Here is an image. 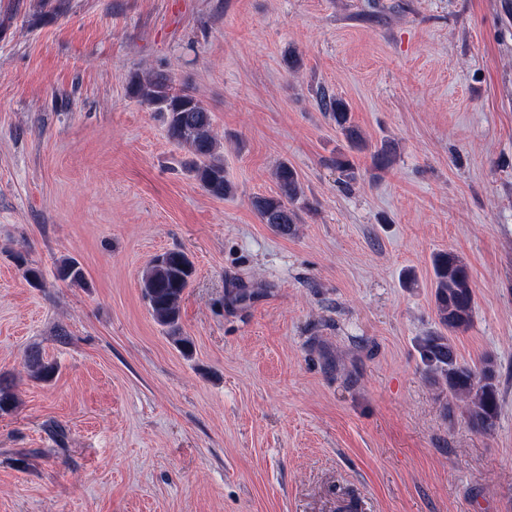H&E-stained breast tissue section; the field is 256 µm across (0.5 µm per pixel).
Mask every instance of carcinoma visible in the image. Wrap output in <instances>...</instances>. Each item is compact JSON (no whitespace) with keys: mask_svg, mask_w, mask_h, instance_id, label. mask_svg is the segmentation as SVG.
Segmentation results:
<instances>
[{"mask_svg":"<svg viewBox=\"0 0 512 512\" xmlns=\"http://www.w3.org/2000/svg\"><path fill=\"white\" fill-rule=\"evenodd\" d=\"M130 93L140 103L160 114L170 140L187 150L193 157L190 172L209 195L225 199L234 194L235 187L227 178L224 162L219 156V141L212 127L208 109L185 88L176 87L173 77L165 72H149L136 76L130 84ZM316 102L335 125L347 147L357 149L362 144L360 131L351 124L348 103L320 89ZM373 168L384 170L395 161L394 147L383 140L371 154ZM343 182L356 180L357 172L349 156L336 150L332 159ZM278 187L275 196H258L252 205L264 224L278 234L288 237L297 233L301 212L309 203L303 183L296 169L286 161L274 169ZM23 279L32 284L41 283V273L26 264L22 255L16 256ZM434 276L435 312L440 329L421 338L419 348L425 373L448 391V396L466 406L468 418L483 432L495 428L500 392L496 362L490 357L478 365L460 360L451 335L468 329L472 323L474 290L466 263L451 252H438L431 259ZM57 275L73 285L85 284V272L73 258H63L57 266ZM194 275V265L180 249H171L154 256L141 274L142 298L155 321L165 328L168 337L183 353L192 350V341L181 332V301ZM26 366L34 378L47 380L55 367L31 353Z\"/></svg>","mask_w":512,"mask_h":512,"instance_id":"1","label":"carcinoma"}]
</instances>
